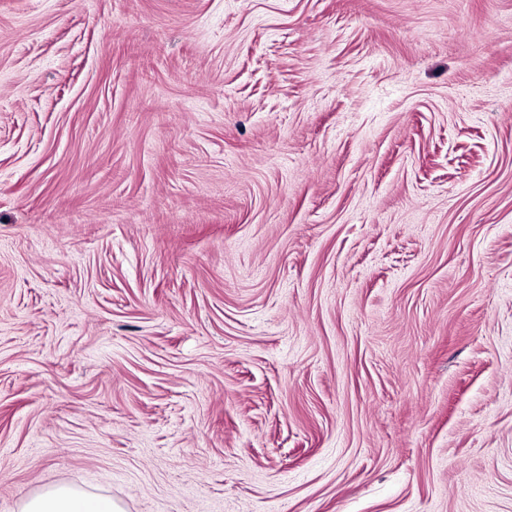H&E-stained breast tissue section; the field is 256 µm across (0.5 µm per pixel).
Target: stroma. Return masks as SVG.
<instances>
[{"mask_svg":"<svg viewBox=\"0 0 512 512\" xmlns=\"http://www.w3.org/2000/svg\"><path fill=\"white\" fill-rule=\"evenodd\" d=\"M512 512V0H0V512ZM21 512H124L111 498L72 485H56L27 499Z\"/></svg>","mask_w":512,"mask_h":512,"instance_id":"stroma-1","label":"stroma"}]
</instances>
